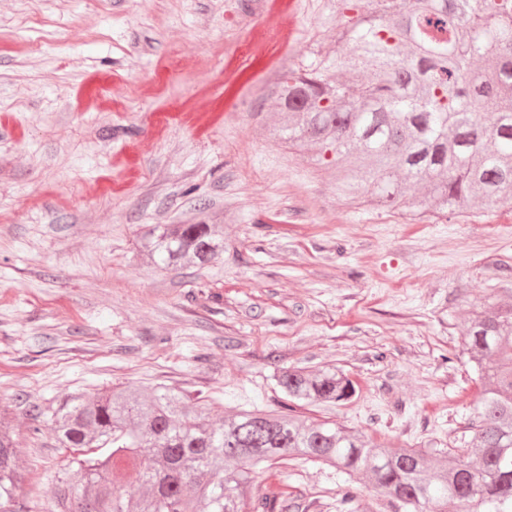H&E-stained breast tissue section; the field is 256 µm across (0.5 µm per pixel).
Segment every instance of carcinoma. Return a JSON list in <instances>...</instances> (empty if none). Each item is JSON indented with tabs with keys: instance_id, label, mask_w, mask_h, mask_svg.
Returning <instances> with one entry per match:
<instances>
[{
	"instance_id": "carcinoma-1",
	"label": "carcinoma",
	"mask_w": 512,
	"mask_h": 512,
	"mask_svg": "<svg viewBox=\"0 0 512 512\" xmlns=\"http://www.w3.org/2000/svg\"><path fill=\"white\" fill-rule=\"evenodd\" d=\"M336 50L318 45L283 74L273 134L320 164L333 153L340 195L422 213L512 208V0H324ZM141 249L162 269L224 251L221 224H157ZM461 344L482 392L466 448L392 450L304 414L228 407L217 421L174 387L74 392L51 414L62 448L39 512H276L261 472L288 460L362 475L404 512H512V304L490 295ZM297 406H334L356 387L343 371L286 368ZM13 419L0 415V512H31Z\"/></svg>"
}]
</instances>
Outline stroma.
Masks as SVG:
<instances>
[{
	"mask_svg": "<svg viewBox=\"0 0 512 512\" xmlns=\"http://www.w3.org/2000/svg\"><path fill=\"white\" fill-rule=\"evenodd\" d=\"M321 0H0V412L27 503L70 457L29 404L118 383L207 396L212 416L283 409L281 369L357 393L318 420L391 448H462L480 384L472 303H512V209L409 215L340 196L271 132ZM220 224L224 253L164 270L154 224ZM287 512H398L368 482L291 461L261 476Z\"/></svg>",
	"mask_w": 512,
	"mask_h": 512,
	"instance_id": "35a3bbf8",
	"label": "stroma"
}]
</instances>
